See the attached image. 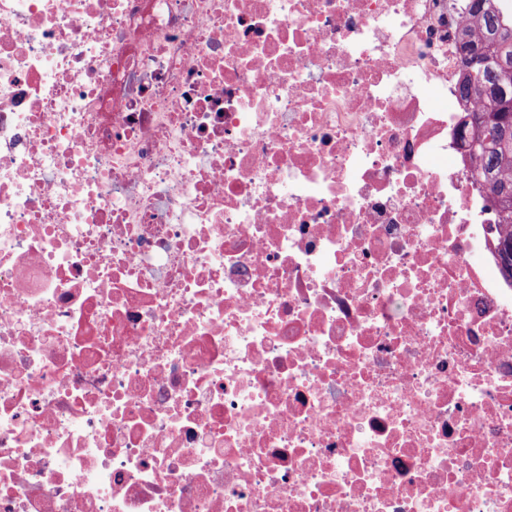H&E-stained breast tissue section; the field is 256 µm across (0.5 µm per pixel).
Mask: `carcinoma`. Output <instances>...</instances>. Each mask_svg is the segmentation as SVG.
<instances>
[{"label":"carcinoma","mask_w":512,"mask_h":512,"mask_svg":"<svg viewBox=\"0 0 512 512\" xmlns=\"http://www.w3.org/2000/svg\"><path fill=\"white\" fill-rule=\"evenodd\" d=\"M469 29L463 34V67L478 57L482 64L462 73L459 97L473 98L478 110L470 137L482 140L483 149L469 154L474 165L471 178L485 187L499 212L498 257L501 272L512 281V0H466Z\"/></svg>","instance_id":"cac0c4a2"}]
</instances>
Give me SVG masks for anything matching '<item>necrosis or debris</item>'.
<instances>
[{
    "instance_id": "1",
    "label": "necrosis or debris",
    "mask_w": 512,
    "mask_h": 512,
    "mask_svg": "<svg viewBox=\"0 0 512 512\" xmlns=\"http://www.w3.org/2000/svg\"><path fill=\"white\" fill-rule=\"evenodd\" d=\"M462 18L0 0V512H512Z\"/></svg>"
}]
</instances>
